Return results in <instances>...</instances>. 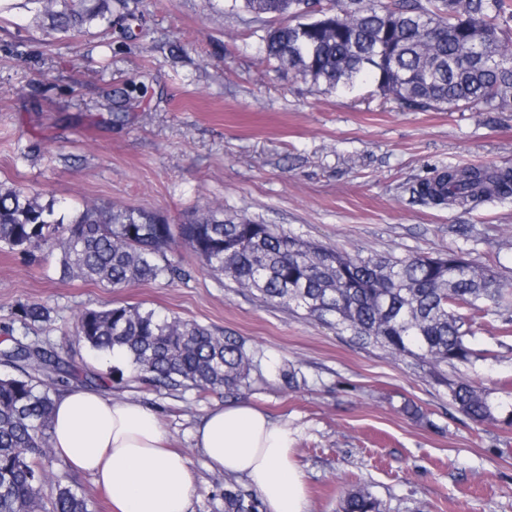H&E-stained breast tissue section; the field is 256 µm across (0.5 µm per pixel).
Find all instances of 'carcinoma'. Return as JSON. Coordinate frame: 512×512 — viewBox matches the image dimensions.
Returning <instances> with one entry per match:
<instances>
[{"label":"carcinoma","mask_w":512,"mask_h":512,"mask_svg":"<svg viewBox=\"0 0 512 512\" xmlns=\"http://www.w3.org/2000/svg\"><path fill=\"white\" fill-rule=\"evenodd\" d=\"M34 2L65 30L94 20L111 23L83 0ZM57 3L62 9L55 12ZM232 7L292 18L261 36L264 51L327 92L370 80L382 95L421 109L512 107V0H232ZM415 192L433 204L510 195L512 171L450 167ZM176 242L267 303L300 309L366 345L428 366L461 413L475 422L494 418L497 404L488 393L466 377L448 379L446 368L478 358L465 311L487 302L511 308L512 289L456 253L365 258L210 208L186 224H170L148 210L91 205L66 222L55 217L53 201L40 204L21 186L0 190V247L27 254L45 246L57 254L65 278L111 288L174 279L182 271L167 252ZM20 317L25 324L46 323L51 310L34 302ZM75 336L97 355L120 360L139 380L167 390L235 391L249 384L255 368L240 337L138 306L87 309ZM0 363L16 371L0 376V512H93L90 501L60 478L50 495L43 493L44 461L53 453L49 431L58 388L101 387L105 378L14 336L0 342ZM223 497L224 512H261L258 494L237 484H228ZM340 512H383V504L358 488Z\"/></svg>","instance_id":"carcinoma-1"}]
</instances>
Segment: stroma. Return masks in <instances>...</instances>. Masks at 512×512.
Masks as SVG:
<instances>
[{
	"label": "stroma",
	"mask_w": 512,
	"mask_h": 512,
	"mask_svg": "<svg viewBox=\"0 0 512 512\" xmlns=\"http://www.w3.org/2000/svg\"><path fill=\"white\" fill-rule=\"evenodd\" d=\"M281 20L230 0H123L111 27L61 32L33 0H0V188L25 187L72 217L82 204L144 208L181 223L210 205L366 256L455 251L512 283V195L432 206L413 186L462 165L512 169V109L417 110L364 84L326 93L281 70L259 37ZM173 281L108 288L61 278L45 249L0 251V341L54 347L109 375L107 396L153 409L191 461L190 512H223L228 476L207 468L192 430L217 403L246 401L288 426L310 512L368 488L385 512H512V412L476 423L426 369L352 340L303 311L265 303L185 247ZM50 307L23 325L22 305ZM141 306L242 337L260 362L251 388L198 394L117 375L72 340L84 309ZM512 309L474 313L466 368L512 402ZM295 367L296 385L281 376ZM422 411L413 416L405 403Z\"/></svg>",
	"instance_id": "35a3bbf8"
}]
</instances>
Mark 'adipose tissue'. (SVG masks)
<instances>
[{
    "label": "adipose tissue",
    "instance_id": "ef3b65f1",
    "mask_svg": "<svg viewBox=\"0 0 512 512\" xmlns=\"http://www.w3.org/2000/svg\"><path fill=\"white\" fill-rule=\"evenodd\" d=\"M211 469L241 477L266 512H308L303 474L288 427L245 401L215 405L193 431ZM153 410L91 390L55 397L50 444L71 467L89 472L116 512H189L188 458L164 448Z\"/></svg>",
    "mask_w": 512,
    "mask_h": 512
}]
</instances>
